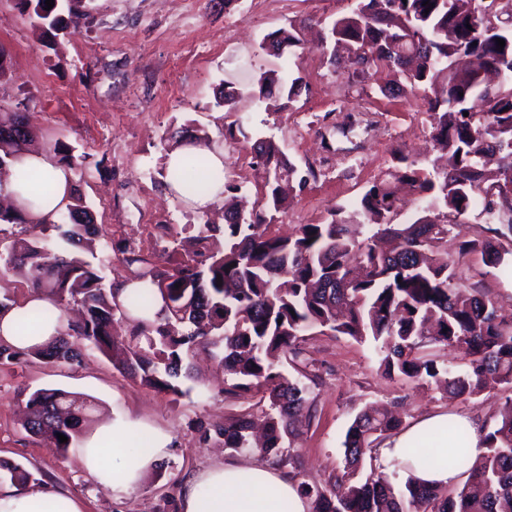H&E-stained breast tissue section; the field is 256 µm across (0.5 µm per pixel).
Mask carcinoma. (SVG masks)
<instances>
[{
    "mask_svg": "<svg viewBox=\"0 0 512 512\" xmlns=\"http://www.w3.org/2000/svg\"><path fill=\"white\" fill-rule=\"evenodd\" d=\"M65 2L68 18L56 14ZM85 0H19L22 9L48 30L76 25ZM433 5L425 10L423 3ZM512 0H355L328 29L331 57L365 80L371 71H399L419 92L432 118L433 149L447 165L432 170L404 157L389 176L409 184L419 200L420 216L394 224L400 208L392 183H371L351 214L338 206L331 220L303 224L293 237L271 232L274 214L284 211L304 188L312 168L301 171L278 146L258 138L255 158L272 173L257 205L245 214L224 203V226L187 224L194 249L166 269L157 266L136 275L141 286L119 299L103 284L100 268L81 252L97 225L79 192L44 233L25 230L0 251V272H24L28 288L50 296L54 308L33 309L24 325L49 321L56 311L78 308L72 331L122 371L147 387L173 396L185 394L194 380L192 358L209 350L230 380L224 392H256L261 414L244 410L224 419V447L252 448L273 464L291 467L309 512H512V397L485 424V452L472 465L463 455L465 481L453 488L426 485L409 475L397 482L383 471L358 477L366 461L378 458L372 443L397 432L401 420L380 409L364 408L350 421L342 441L343 470L322 483L302 471L300 453L291 443L313 417L309 374L303 363L306 333L325 328L358 342L379 344V370L387 378L421 381L469 399L501 386L512 388V321L496 315L486 295L456 278L448 257V234L458 219L484 202L512 217ZM505 40L498 46L497 39ZM267 39L273 46L300 44L294 25ZM298 78L267 72L254 92L266 110L278 112L299 91ZM33 136L16 113L0 121V168L27 147ZM57 161L81 171L74 148L57 140ZM178 195L190 199L208 186L205 162L193 155L170 174ZM0 224L26 226L24 213L0 207ZM463 251H478L484 263L499 267L501 252L490 241H466ZM222 285H217V282ZM125 319L129 336L112 334L116 317ZM425 343L465 350L463 371L419 357ZM36 358L56 365L79 364L82 352L58 336L31 348ZM291 358L297 375L284 371ZM24 428L47 435L57 447L77 448L84 416L82 396L61 389L32 392L25 403ZM67 437L59 441L57 434ZM436 462L433 449L411 451L412 463ZM30 472L19 464L0 463V480L25 484Z\"/></svg>",
    "mask_w": 512,
    "mask_h": 512,
    "instance_id": "1",
    "label": "carcinoma"
}]
</instances>
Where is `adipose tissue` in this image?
Wrapping results in <instances>:
<instances>
[{
  "instance_id": "obj_1",
  "label": "adipose tissue",
  "mask_w": 512,
  "mask_h": 512,
  "mask_svg": "<svg viewBox=\"0 0 512 512\" xmlns=\"http://www.w3.org/2000/svg\"><path fill=\"white\" fill-rule=\"evenodd\" d=\"M204 157L211 169L209 187L195 198L192 207L205 213L224 198V152L200 144L174 147L166 159L167 167L179 165L188 154ZM52 185L51 195L36 190L37 182ZM72 189V174L53 156L42 149L30 148L11 161L0 176V195L22 206L29 223L39 224L64 209ZM45 298H28L20 304L0 309V341L18 348L44 344L63 330L62 319H54L33 328H23L26 312L48 306ZM463 428L467 439L456 446L446 434L448 425ZM437 433L434 444L437 462L434 466L416 468L418 478L439 485L451 486L461 481L456 463L458 452L477 459L484 451L483 429L479 420L441 414L420 419L405 431L391 438L381 450L384 459L407 460L415 440L426 433ZM173 439L164 431L143 433L140 422L121 419L95 433L80 455L81 465L99 483L116 493L135 488L145 473L167 454ZM287 502L289 512H308L309 504L298 491L291 475L276 467L257 462H227L200 472L184 485L180 508L182 512H278L277 502ZM53 512H82L80 502L47 489L0 490V512H43L45 505Z\"/></svg>"
}]
</instances>
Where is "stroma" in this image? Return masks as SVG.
<instances>
[{
	"instance_id": "obj_1",
	"label": "stroma",
	"mask_w": 512,
	"mask_h": 512,
	"mask_svg": "<svg viewBox=\"0 0 512 512\" xmlns=\"http://www.w3.org/2000/svg\"><path fill=\"white\" fill-rule=\"evenodd\" d=\"M353 0H85L87 17L55 36L35 27L18 0H0V51L7 74L0 78V115L25 113L42 144L62 140L83 159L79 189L98 224L97 263L106 284L132 277L119 262L129 249L168 267L162 250L201 216L165 191L166 156L173 130L208 136L224 150L228 179L255 195L265 182L250 142L273 140L299 167L316 176L272 229L291 233L299 225L328 219L338 206L353 207L374 179L384 177L395 155L429 151L430 119L417 95L402 93L388 74L353 83L337 71L330 52L310 27L347 13ZM295 25L300 45L273 56L266 36ZM301 77L298 96L278 112L248 91L264 72ZM241 93L236 111L217 106L224 85ZM248 140L226 138L231 123ZM481 208L461 217L448 252L465 284L480 288L500 315L512 318V236L495 232ZM465 240L492 241L506 254L500 268L485 266L480 253L458 249ZM304 357L314 375L316 409L295 442L308 479L322 480L343 467L341 442L351 417L368 402L396 406L404 426L421 418L459 414L489 419L512 389L472 399H451L418 382L388 379L379 370V349L331 332L310 333ZM180 397L161 394L138 377L115 369L99 353L79 366H58L26 356L0 362V460L21 464L31 487L78 499L83 512H180L179 491L195 472L227 461H252V452L225 450L220 439L204 444L198 426L223 427L226 417L257 403L254 393L227 394L224 374L207 356ZM80 394L92 408L84 423L94 434L128 418L170 433L174 448L126 494L104 489L79 463L77 450L55 448L29 434L21 407L38 389Z\"/></svg>"
}]
</instances>
